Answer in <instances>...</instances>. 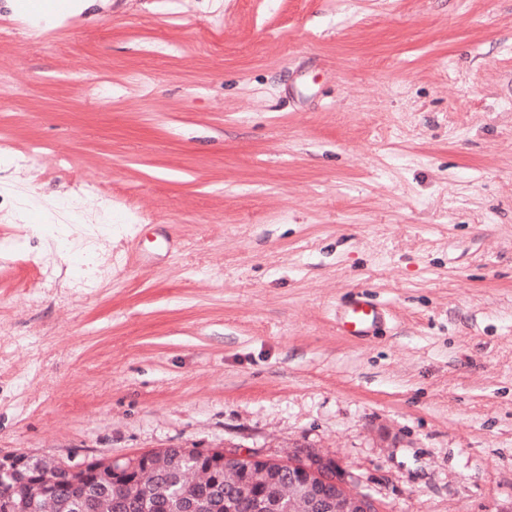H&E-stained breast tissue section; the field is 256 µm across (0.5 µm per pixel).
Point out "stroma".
Segmentation results:
<instances>
[{"instance_id":"obj_1","label":"stroma","mask_w":512,"mask_h":512,"mask_svg":"<svg viewBox=\"0 0 512 512\" xmlns=\"http://www.w3.org/2000/svg\"><path fill=\"white\" fill-rule=\"evenodd\" d=\"M51 2L0 0V458L512 512V0ZM384 311L364 295H358L338 311L339 329L347 336H372L384 320ZM48 471L56 474L59 479H63L65 476L76 477L81 479L87 471H94L100 476H105L112 472V465L115 461L112 458L103 460L100 457H87L79 463H68L63 460H51Z\"/></svg>"}]
</instances>
